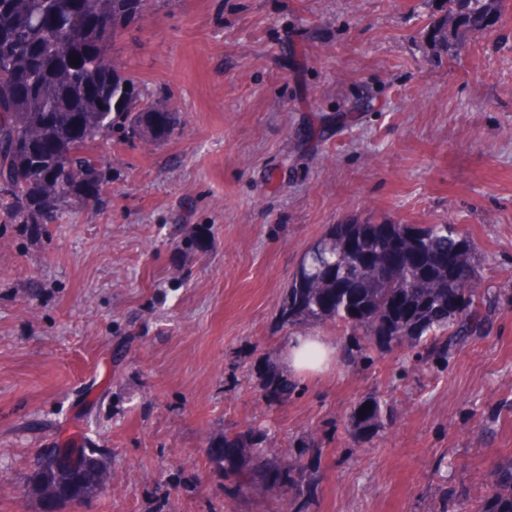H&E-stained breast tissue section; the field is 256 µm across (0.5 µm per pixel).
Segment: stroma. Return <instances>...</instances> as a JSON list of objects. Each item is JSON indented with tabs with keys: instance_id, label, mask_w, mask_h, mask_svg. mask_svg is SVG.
<instances>
[{
	"instance_id": "1",
	"label": "stroma",
	"mask_w": 512,
	"mask_h": 512,
	"mask_svg": "<svg viewBox=\"0 0 512 512\" xmlns=\"http://www.w3.org/2000/svg\"><path fill=\"white\" fill-rule=\"evenodd\" d=\"M437 0H150L116 41L143 100L180 122L92 154L97 205L0 214V512H42L39 453L78 438L117 480L78 512H286L211 442L304 451V512H464L512 456V7L456 55ZM372 98L367 109L363 98ZM452 224L494 303L447 358L405 345L288 368L279 307L334 224ZM387 419L359 438L354 405ZM317 451H308L310 441ZM223 442L224 444L218 445L217 448H236V450L224 455H209L211 459L217 463L224 462L226 465L225 468L231 471L246 470L249 466L250 461L247 460V457L244 455V448H253L258 453L263 451V448L254 447L258 444L249 445L248 440L242 435H224Z\"/></svg>"
}]
</instances>
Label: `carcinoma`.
Wrapping results in <instances>:
<instances>
[{
  "label": "carcinoma",
  "instance_id": "carcinoma-1",
  "mask_svg": "<svg viewBox=\"0 0 512 512\" xmlns=\"http://www.w3.org/2000/svg\"><path fill=\"white\" fill-rule=\"evenodd\" d=\"M139 0H0V210L21 224L55 222L72 199L90 202L106 179L87 153L116 129L134 139L150 132L165 140L178 114L144 104L138 82L114 64L111 50ZM504 0H440V16L425 41L439 55L493 27ZM81 37L72 52L67 41ZM53 57L46 55L51 46ZM79 58V63L71 60ZM488 291L477 279L471 243L449 224H349L331 227L304 253L280 305L291 327L332 323L373 347L396 340L446 357L454 340L480 331ZM371 403V408L362 406ZM383 402L370 396L352 411L360 434L383 425ZM233 452L212 457L232 471L249 466L241 435L224 436ZM304 452L271 459L264 485L290 483L305 497ZM60 472L35 470L43 481L64 480L61 491L84 486L97 453L71 443L57 449ZM469 512H512V457L491 472L490 489Z\"/></svg>",
  "mask_w": 512,
  "mask_h": 512
}]
</instances>
